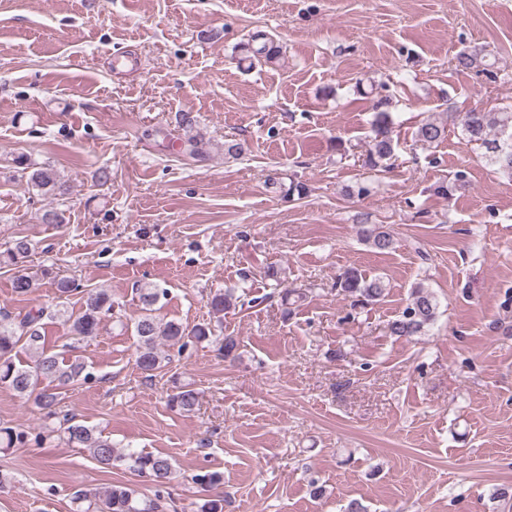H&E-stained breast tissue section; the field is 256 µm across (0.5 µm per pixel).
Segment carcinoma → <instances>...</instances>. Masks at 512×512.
<instances>
[{"label":"carcinoma","mask_w":512,"mask_h":512,"mask_svg":"<svg viewBox=\"0 0 512 512\" xmlns=\"http://www.w3.org/2000/svg\"><path fill=\"white\" fill-rule=\"evenodd\" d=\"M255 46L253 54L272 60L278 57L280 50L274 41L262 34L252 36ZM462 127L468 141L477 142L485 147L489 160L497 170L512 178V109L500 112H482L472 109L464 113ZM447 126L441 122L426 121L416 132L418 141L434 144L442 140ZM394 153L392 120L387 112H379L372 121L371 147L367 162L372 167L390 158ZM28 186L43 195L56 196L61 193L62 185L57 174L50 167H40L28 176ZM360 241L377 253H387L394 248L392 233L382 225L364 224L359 231ZM31 243L25 238L14 240L8 250V257L17 263L28 256ZM336 287L342 295L351 301V308H364L380 301L386 294V283L381 276L368 277L356 268H350L340 274ZM162 292L151 285L139 289L141 315L133 324V336L136 338L135 361L144 374L162 368L170 355L162 348L177 349L181 354L194 343L207 342L215 347L218 355L233 359L237 357L240 341L235 336H227L223 331L224 313L236 308L238 297L234 290L216 291L209 297V307L217 318L218 325L199 324L188 330L179 322L165 321L156 315V304ZM439 310L436 294L419 283L412 288L408 303L394 320L388 324L391 335L411 338L421 336L434 324ZM115 313V301L112 293L100 288L87 293L82 311L73 315L66 308L54 311V316L68 324L73 335L80 338L92 336L98 330L102 318ZM47 311L43 308L30 310L22 317H11L0 311V387L7 388L17 396L31 399L42 411L47 420L63 418V426L47 429L49 433L60 432L68 444L87 451L91 458L106 467L116 463L125 464L138 476L145 478L154 487V497L141 499L138 492L125 483L114 484L94 498L77 491L74 500L88 502L84 512H165V489L173 479L175 468L172 459L161 454L143 451H121L112 440L102 432L81 423L73 413L59 415V392L61 387L77 380L84 371L79 360L66 361L54 354L40 353L33 363L16 365L14 353L20 340H25L28 350L40 349L44 340L43 318ZM168 406L183 415L193 413L198 404L196 390L184 386L170 395ZM28 436L8 426H0V444L8 448L26 445Z\"/></svg>","instance_id":"cac0c4a2"}]
</instances>
